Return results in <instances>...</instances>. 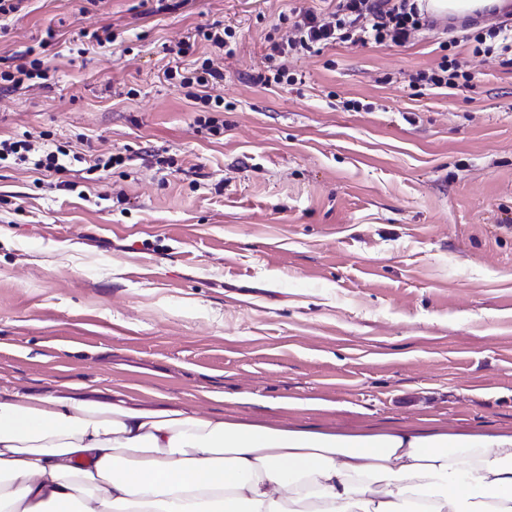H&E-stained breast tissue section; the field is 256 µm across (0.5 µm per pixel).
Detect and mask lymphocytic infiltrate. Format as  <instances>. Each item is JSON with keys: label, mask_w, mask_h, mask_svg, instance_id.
<instances>
[{"label": "lymphocytic infiltrate", "mask_w": 512, "mask_h": 512, "mask_svg": "<svg viewBox=\"0 0 512 512\" xmlns=\"http://www.w3.org/2000/svg\"><path fill=\"white\" fill-rule=\"evenodd\" d=\"M436 24V19L418 8L416 0H336L326 12L303 10L289 31L269 39L270 67L254 75L252 81L263 86L297 83L303 74L290 69L289 61L312 52L315 46L336 41L402 46Z\"/></svg>", "instance_id": "lymphocytic-infiltrate-1"}]
</instances>
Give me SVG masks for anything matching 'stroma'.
Segmentation results:
<instances>
[{
  "mask_svg": "<svg viewBox=\"0 0 512 512\" xmlns=\"http://www.w3.org/2000/svg\"><path fill=\"white\" fill-rule=\"evenodd\" d=\"M329 0H25L0 17V389L241 420L512 430V62L410 87L448 50L337 43L256 85L267 37ZM231 27L233 56L196 33ZM111 29L115 40L91 42ZM189 41L184 53L179 42ZM216 58L214 108L168 71ZM355 99L360 111L348 112ZM119 155L89 170L87 153ZM34 77L46 80V70H41V60L39 59L17 64L15 71L0 72V88L3 81L7 85V89L16 90L23 86L25 79L30 80ZM32 147L33 144L27 136H24V139H0V162L7 161L9 158L26 161L29 159V155L33 154L32 151L35 153V149Z\"/></svg>",
  "mask_w": 512,
  "mask_h": 512,
  "instance_id": "obj_1",
  "label": "stroma"
}]
</instances>
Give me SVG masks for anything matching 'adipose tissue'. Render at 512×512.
<instances>
[{
    "instance_id": "obj_1",
    "label": "adipose tissue",
    "mask_w": 512,
    "mask_h": 512,
    "mask_svg": "<svg viewBox=\"0 0 512 512\" xmlns=\"http://www.w3.org/2000/svg\"><path fill=\"white\" fill-rule=\"evenodd\" d=\"M512 512V432L315 429L0 391V512Z\"/></svg>"
}]
</instances>
